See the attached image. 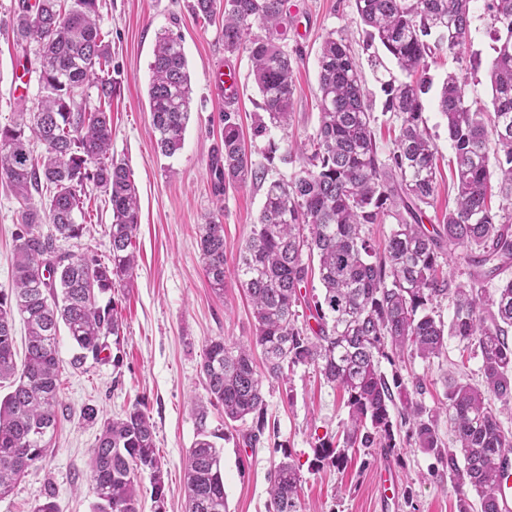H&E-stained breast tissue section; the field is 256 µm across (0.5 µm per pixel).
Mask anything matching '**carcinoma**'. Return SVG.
I'll use <instances>...</instances> for the list:
<instances>
[{
	"label": "carcinoma",
	"mask_w": 512,
	"mask_h": 512,
	"mask_svg": "<svg viewBox=\"0 0 512 512\" xmlns=\"http://www.w3.org/2000/svg\"><path fill=\"white\" fill-rule=\"evenodd\" d=\"M472 0H355L357 15L371 42L379 43L405 76L382 83L384 111L401 122L394 147L380 159L371 127L372 112L361 70L349 40L327 36L318 56L319 125L308 141L288 151L285 161L301 167L290 180L266 181L267 170L246 150L238 124L224 114V136L215 149L218 194L228 185H266L258 221L240 247L234 277L252 304L254 332L247 342L214 338L205 346L201 372L206 401L190 409L196 440L185 460L187 512H228L224 465L208 429V406H220L224 421L256 420L250 440L264 427L265 383L285 370L314 368L347 394L350 448L397 447L391 409H397L415 446L448 466L457 494V512H499L498 464L512 451V434L499 409L512 408V279L485 284L512 264V214L488 205L491 178L489 137L496 145L500 191L512 193V0H486L495 57L490 69L493 112L472 108L461 73L444 79L438 111L446 120L454 153L456 206L442 223L427 228L423 208L437 188L435 154L423 117V95L431 81L427 58L437 50L459 51L470 34ZM285 0H194L197 18L224 19V51L245 50L259 92L262 113L254 136L268 125L292 118L293 61L276 42L284 24ZM98 0H35L19 4L7 24L18 43L38 46L37 96L0 126V180L22 202L13 238L14 288L0 292V499L10 496L26 470L46 455L47 434L58 421L59 332L65 328L77 353L78 368L106 349V338L120 334L121 321L99 297L132 275L137 266L133 239L139 224L137 189L127 165L111 154L109 105L116 86L98 75L109 63V45L99 27ZM268 32L248 38L253 25ZM148 98L157 148L166 157L182 149L191 113L192 87L180 36L157 34L150 64ZM95 86L99 106L77 102ZM45 152L33 155L31 143ZM107 197L112 223L105 229L109 255L74 256L59 251L61 239H78L84 225L87 188ZM391 217L395 226L384 250L364 228ZM53 225L45 234L41 225ZM198 245L213 291L224 293L227 277L224 224L214 214L198 225ZM457 254L473 272L471 284H457L443 268ZM318 265H313V260ZM322 295L307 300L313 274ZM453 299L448 321L434 305ZM309 311L299 320L298 307ZM27 330L22 365H17L14 324ZM315 325H310V322ZM457 338L481 356L482 384L452 378L445 402L426 407L419 380L397 376L388 382L383 359L445 353ZM259 348L263 370L253 358ZM500 406H495V403ZM448 420V440L439 430ZM83 419L100 424L90 451L93 512H138V478L147 472L161 498L164 462L153 424L137 402L117 418L99 420L93 406ZM345 450L322 443L316 461L342 466ZM302 476L290 462H279L268 489V512H301ZM32 512H57L56 489L49 484Z\"/></svg>",
	"instance_id": "obj_1"
}]
</instances>
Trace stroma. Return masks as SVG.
Returning <instances> with one entry per match:
<instances>
[{
    "label": "stroma",
    "instance_id": "obj_1",
    "mask_svg": "<svg viewBox=\"0 0 512 512\" xmlns=\"http://www.w3.org/2000/svg\"><path fill=\"white\" fill-rule=\"evenodd\" d=\"M20 0H0V126L10 123L20 100L11 92L13 68L36 65L35 45L18 46L4 31ZM192 0H98L100 27L109 40L110 73L117 81L112 98V154L127 163L135 182L140 224L134 240L138 265L132 276L118 283L108 297L121 320L120 337H108L107 359H87L75 368V352L68 336H61L59 358L63 364L60 388V422L46 457L30 468L13 494L0 499V512H30L47 484L57 489L58 512H91L87 462L99 432L98 425L81 417L85 405L96 406L100 417L123 414L143 402L154 427L156 446L165 462L163 497L155 499L149 477H142L139 512H185L184 459L196 439L189 414L192 401L205 397L200 374L205 345L214 338L230 343L249 340L253 334L251 306L234 277H227L223 295H216L203 270L197 243V226L212 213L224 224L227 267H234L238 250L249 236L263 203L264 189L257 184L226 187L214 194L211 156L224 129L225 113H232L242 129L245 146L256 163L265 165L272 180H287L298 163L284 162L291 145L307 141L319 122L317 107L319 49L328 34L348 35L370 92L375 117L378 152L387 155L399 122L383 109L380 81L397 66L382 56L372 66L363 49L366 38L355 0H286L288 22L280 43L295 60L296 93L292 120L285 127H270L253 134L260 97L250 76L247 52L228 54L220 21L194 18ZM472 23L463 48L465 56L479 59L467 70L465 98L475 106H490V67L494 58L490 19L485 0H472ZM173 30L183 38L193 87L190 120L182 149L171 157L161 155L151 128L147 101L156 35ZM233 64L241 94L226 101L209 85V71L217 62ZM456 63L449 54L431 62L430 92L423 97L424 117L438 148V188L434 203L426 208L424 224L441 223L456 195L453 151L448 130L437 108L438 94ZM23 205L0 183V291L12 288L13 234L21 222ZM87 231L81 239L64 243L75 254H107L104 230L112 213L99 193L86 203ZM386 376L424 378L421 397L426 407L443 399L445 377L481 381V359L465 343L449 339L446 352L433 362L421 359L380 365ZM346 394L327 384L313 368H291L287 377L265 390V428L256 447H248L247 426L225 422L210 414V430L224 456V491L229 512H267L270 472L290 459L303 477L301 498L308 512H383L376 470L395 462L400 483L399 512H457V497L447 473L433 455L397 434L398 457L379 448H351L343 468L317 464L314 450L320 444L343 443L347 419Z\"/></svg>",
    "mask_w": 512,
    "mask_h": 512
}]
</instances>
